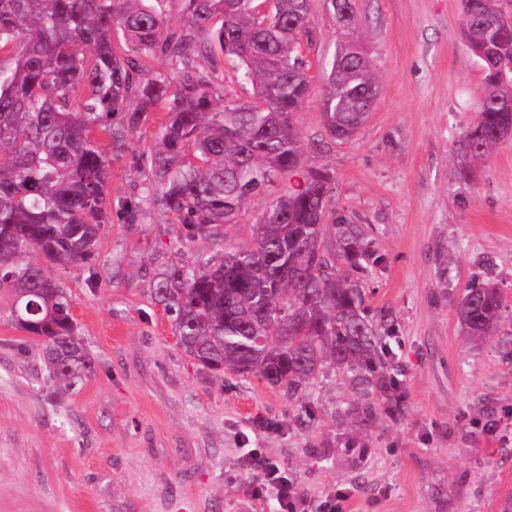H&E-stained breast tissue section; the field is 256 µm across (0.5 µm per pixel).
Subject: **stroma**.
Listing matches in <instances>:
<instances>
[{
    "instance_id": "stroma-1",
    "label": "stroma",
    "mask_w": 512,
    "mask_h": 512,
    "mask_svg": "<svg viewBox=\"0 0 512 512\" xmlns=\"http://www.w3.org/2000/svg\"><path fill=\"white\" fill-rule=\"evenodd\" d=\"M374 59L377 105L349 140L321 122L325 75L340 32L312 0L303 43L311 95L294 123L305 166L329 169L332 211L362 225L377 262L358 279L372 317L395 332L384 357L399 411L380 401L369 425L337 423L353 399L325 368L302 401L254 375L203 369L179 345L153 289L197 254L250 245L275 192L249 198L223 240L185 241L171 214L144 204L138 224L112 216L94 267H47L73 299L76 337L94 363L69 391L49 381L42 346L19 329L0 290V512H279L265 466L297 492L296 512H506L512 505V137L485 162L460 144L475 123L483 73L464 41L461 0H356ZM165 114L121 140L103 138L108 197L140 199L137 159ZM492 281L506 303L497 335L461 328L465 288Z\"/></svg>"
}]
</instances>
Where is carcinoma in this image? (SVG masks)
<instances>
[{
	"mask_svg": "<svg viewBox=\"0 0 512 512\" xmlns=\"http://www.w3.org/2000/svg\"><path fill=\"white\" fill-rule=\"evenodd\" d=\"M174 2L177 26L164 9ZM310 2L275 0L266 24L257 0H0V288L12 294L14 322L41 341L55 379L75 387L94 368L74 336L71 298L45 270L90 264L110 220L109 160L94 133L114 137L113 117L136 126L159 107L166 121L146 157L143 191L184 225L185 240L218 239L252 195L297 177L254 225L251 245L158 280L154 299L184 350L203 367L256 375L296 400L332 365L358 393L341 415L366 423L376 417L375 396L400 399L380 362L388 321L365 314L354 277L374 245L361 225L329 210V170L301 166L293 116L311 92L303 56ZM324 5L337 25L359 24L355 0ZM462 20L484 73L463 148L483 160L512 135V80L502 77L512 26L501 24L497 0H462ZM226 56L236 70L220 78ZM156 58L170 73L145 74V60ZM229 82L251 86L250 100L235 98ZM376 91L369 55L340 43L321 99L327 137L350 139ZM142 212L130 200L120 217L137 224ZM23 249L40 261L15 263ZM504 311L490 282L465 289L457 305L475 337L493 335Z\"/></svg>",
	"mask_w": 512,
	"mask_h": 512,
	"instance_id": "cac0c4a2",
	"label": "carcinoma"
}]
</instances>
